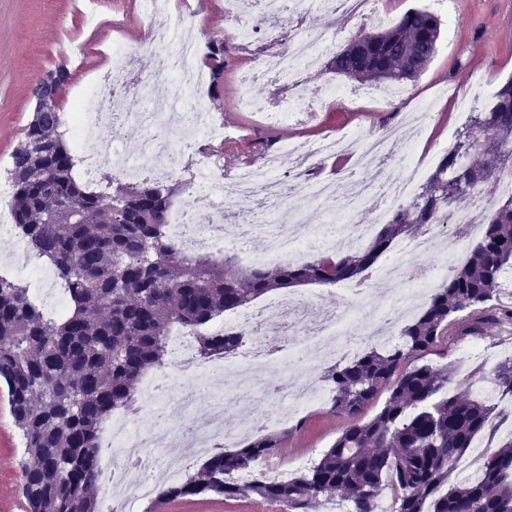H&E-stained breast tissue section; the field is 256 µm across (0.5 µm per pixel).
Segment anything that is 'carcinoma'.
Returning <instances> with one entry per match:
<instances>
[{
	"label": "carcinoma",
	"instance_id": "carcinoma-1",
	"mask_svg": "<svg viewBox=\"0 0 512 512\" xmlns=\"http://www.w3.org/2000/svg\"><path fill=\"white\" fill-rule=\"evenodd\" d=\"M439 36L434 14L410 9L394 27L357 36L333 56L331 68L387 85L413 81L431 63ZM231 50L227 42L208 45L210 68L224 70ZM47 78L55 79L52 111L36 116L27 132L46 149L35 155L24 142L15 149L12 216L30 250L54 266L69 294V310L47 320L29 288L0 277V381L31 460L21 476L30 512H99V429L128 405L144 373L164 365L173 329L195 335L200 355L227 356L242 345L243 333L207 330L224 312L279 288L354 278L397 239L437 223L448 213V196L457 201L479 192L496 170L512 164L510 79L367 249L243 270L226 259L189 255L169 237L174 188L149 178L127 183L114 177L98 191L81 183L61 131L59 96L71 74L59 66ZM110 201L122 206V216L112 217ZM72 205L78 209L72 222L44 221V215ZM481 232L419 314L398 326V345H370L325 373L333 393L330 410L349 426L310 469L286 482H239L237 474L268 461L279 448L278 436L263 434L238 450L210 456L200 475L162 494L257 496L283 503L288 512H316L336 495L348 512H379L388 493L393 512H512V436L486 456L478 481L450 482L475 438L494 432L497 405L448 394L450 366L418 364L454 335L476 337L490 323L512 322V307L492 303L502 275L512 270V195L483 218ZM466 310L470 321L461 327L457 314ZM494 380L500 396L512 399V356L495 366ZM385 391L381 409L365 417Z\"/></svg>",
	"mask_w": 512,
	"mask_h": 512
}]
</instances>
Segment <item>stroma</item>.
Listing matches in <instances>:
<instances>
[{
    "mask_svg": "<svg viewBox=\"0 0 512 512\" xmlns=\"http://www.w3.org/2000/svg\"><path fill=\"white\" fill-rule=\"evenodd\" d=\"M448 10L439 14L440 37L437 52L427 69L408 83L410 98L384 108L362 97L334 102L296 123L268 127L241 105L237 75L256 63L252 52H236L234 63L220 78L211 80L207 90L209 106L220 114L236 139L211 142L204 153L189 152L179 160V172L170 179L177 198H184L199 157H207L232 179L240 166H262L270 148L302 140L316 142L323 135L349 128L371 134L400 118L428 108L429 113L416 131L418 152L432 159L443 155L441 144L449 133L459 132L474 109L491 98L501 84L512 78V0H447ZM225 0H206L200 13L176 10L184 23L193 25L201 42L223 40L227 33ZM429 0H379V19L351 24L337 34V48H345L364 32H380L399 21L413 8L429 9ZM99 15L117 20L104 34L91 35L90 21L75 8L73 0H0V178L12 167V154L23 140L32 119L34 102L30 90L35 80L61 66L55 55L57 35L68 29L79 34L82 55L71 65V80L60 97L62 113L72 112L80 92L97 74L107 69L112 45L129 51L128 68L150 87L153 99L162 100L174 92L170 79L159 74L157 49L146 45L142 27V0H101ZM483 358L457 361L453 356L429 355L427 363L451 364V389L479 397L488 390L497 400L493 370L501 359L512 356V322L487 325ZM329 405L311 407L288 427L275 466L292 464L300 458L319 460L321 453L344 429ZM26 459L25 443L11 414L8 389L0 382V512H26L27 503L19 487L21 464ZM138 512H287L285 506L260 499L227 500L213 493L183 499L150 497L137 506Z\"/></svg>",
    "mask_w": 512,
    "mask_h": 512,
    "instance_id": "35a3bbf8",
    "label": "stroma"
}]
</instances>
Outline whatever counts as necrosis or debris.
Segmentation results:
<instances>
[{"label": "necrosis or debris", "mask_w": 512, "mask_h": 512, "mask_svg": "<svg viewBox=\"0 0 512 512\" xmlns=\"http://www.w3.org/2000/svg\"><path fill=\"white\" fill-rule=\"evenodd\" d=\"M258 1L268 18L287 29L288 40L268 50L256 67L242 76V104L259 113L264 123L292 122L301 114L317 111L335 96V86L327 83L310 88L308 76L333 50L335 32L344 31L356 18L376 13L377 0H228L225 13L235 40L244 42L252 37L254 29L248 18ZM313 11L330 19L332 35L309 38L297 32L298 20ZM143 26L148 45L160 51L161 72L172 78L175 92L168 100H153L146 85L127 70L126 49L113 47L112 64L99 77L98 88L81 97L77 112L71 115L70 128L76 140L91 145L81 154L88 182H95L105 168L125 177L169 178L177 172L179 157L190 148L180 134L182 127H193L212 140L224 136L223 122L203 101L206 72L197 63L199 42L176 20L170 0H143ZM281 80L296 90L294 98L283 104H266L249 94L256 82ZM133 126L145 130L146 135L137 160L130 161L120 155L116 144L125 129ZM102 127L110 128L112 136L105 142L95 141L93 132ZM392 139V130L385 129L364 137L349 132L325 136L314 144H289L284 154L291 159L292 168L284 179L276 175L284 154H272L262 167L243 170L228 182L215 169L200 164L186 197L169 212L168 232L186 253L205 251L220 256L231 248L249 266L360 243L371 235L374 225L385 222L395 204L415 191L417 167H410L400 180L391 174L395 159L389 149ZM343 155L348 158L344 169L328 178L311 176L314 158ZM338 200L345 208L344 228L326 224L318 232H309L302 223L304 207L327 208ZM235 204L258 206L273 221L228 223V210ZM364 212L370 213V223H359L358 216ZM441 230L438 224L424 226L417 237L398 245L396 259L377 271L372 284H350L347 308L326 309L315 297L285 294L234 311L225 319L224 328L245 331L251 340L238 360L220 354L199 358L192 336L175 332L168 342L167 364L143 381L137 412L113 417L100 432L98 464L104 476L100 512H137L140 500L162 484L179 481L181 471L197 460L216 453L224 444L244 441L247 432L239 410L251 404L249 392L259 385L255 365L283 378L277 389L278 401L268 406L266 425L274 428L287 420L293 406L329 396L323 381L309 371L356 355L360 347L353 344V337L394 345L397 326L409 311L407 302L396 296L379 306L372 294L377 285L400 279L416 283L423 292L438 287L443 273L422 269L421 264ZM257 237L262 238L263 249L247 250L246 242ZM9 264L12 271L29 276L36 298L55 310L63 309V296L49 270L32 266L25 240L16 241ZM231 375L239 383L233 413L219 398ZM203 392L217 396L209 417L190 420V427H183L188 411Z\"/></svg>", "instance_id": "necrosis-or-debris-1"}]
</instances>
